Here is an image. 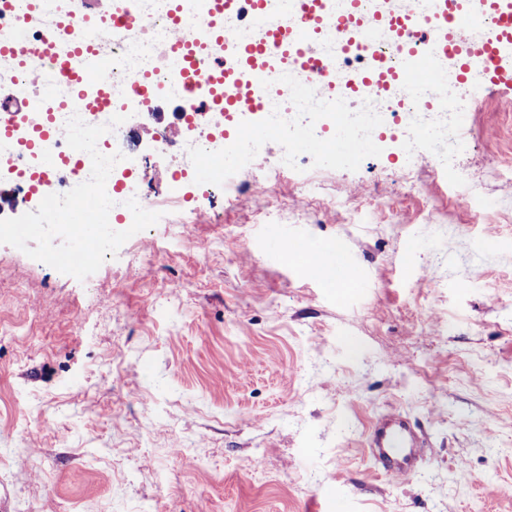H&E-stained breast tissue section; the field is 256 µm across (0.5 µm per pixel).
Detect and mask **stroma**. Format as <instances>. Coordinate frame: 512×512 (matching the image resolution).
Returning <instances> with one entry per match:
<instances>
[{
  "label": "stroma",
  "instance_id": "obj_1",
  "mask_svg": "<svg viewBox=\"0 0 512 512\" xmlns=\"http://www.w3.org/2000/svg\"><path fill=\"white\" fill-rule=\"evenodd\" d=\"M459 108L450 166L421 136L304 164L274 143L248 160L280 161L270 200L235 167L230 199L180 184L90 269L47 261L55 226L1 236L0 512H512V180L486 166L512 169V86ZM157 111L166 151L137 127L132 154L164 195L205 130ZM295 244L342 246L359 286ZM392 408L428 436L408 479L366 447Z\"/></svg>",
  "mask_w": 512,
  "mask_h": 512
}]
</instances>
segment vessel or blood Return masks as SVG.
<instances>
[{"label": "vessel or blood", "mask_w": 512, "mask_h": 512, "mask_svg": "<svg viewBox=\"0 0 512 512\" xmlns=\"http://www.w3.org/2000/svg\"><path fill=\"white\" fill-rule=\"evenodd\" d=\"M244 1L249 4L252 18L262 21L264 34L256 41L234 42V68L210 66L200 72L196 69V54L190 43L180 42L169 50L170 56L178 62L173 71L174 79L197 72L194 100L199 105H221L226 111L235 113L263 112L264 103L258 95V88L276 77L281 60L286 56L293 57L296 68L302 73L301 78L289 84V95L303 96L315 92L319 79L335 68L319 49L320 33L327 22H334L336 37L349 52L358 51L372 40L379 26V19L374 15H362L353 9L332 11L329 0H288V15L280 22L265 17L264 0H209L210 16L217 19L224 13L238 11ZM393 25L399 35L409 27L423 36L434 37L440 30L445 33L443 40H435L429 56L403 51L399 73L405 88L424 82L436 86L442 97H455L470 64L474 62L484 63L487 87L512 83V75L506 74L496 64L501 49L512 45V0H487L486 9L478 12L469 9L465 0H434V7L429 13L416 15L402 11L395 16ZM87 27L85 15L75 13L51 30L40 45H30L20 37L8 43L0 42V56L8 55L25 62L30 73L34 74L41 68L42 57L51 55L58 42H67L72 56L59 61L57 74L68 78L75 98L108 107L112 100L105 92L104 80L97 77L104 65L85 45ZM448 57L459 62L455 72L449 76L445 75L441 65L442 59ZM377 82L376 75L365 73L354 83L338 84L336 97L342 102L358 101L374 92ZM58 134V129L49 125L28 144L29 154L37 164V179L54 175L63 164L61 156L46 147L47 141L55 139ZM105 191L102 185L83 189L80 205L70 214L76 242L65 254L49 253V262H63L78 269L96 263L97 255L92 247L93 218L99 212L100 199ZM424 447L417 427L401 413L381 414L369 424L368 451L383 476L409 478L415 475L421 466Z\"/></svg>", "instance_id": "obj_1"}]
</instances>
